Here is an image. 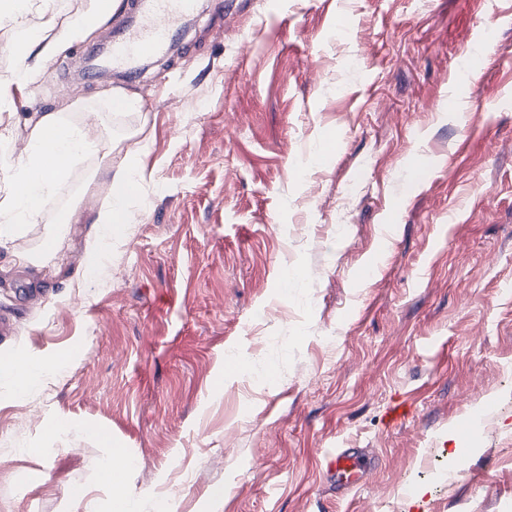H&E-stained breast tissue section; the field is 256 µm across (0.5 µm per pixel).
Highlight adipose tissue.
I'll list each match as a JSON object with an SVG mask.
<instances>
[{
    "mask_svg": "<svg viewBox=\"0 0 512 512\" xmlns=\"http://www.w3.org/2000/svg\"><path fill=\"white\" fill-rule=\"evenodd\" d=\"M112 9V0H85L81 10L54 11L53 17L59 22L58 43L83 36ZM29 10V0H0V25L12 27L21 36L12 48L17 60L15 69L0 77V106L11 102L13 85L31 80L23 65L27 48L37 41L27 23ZM110 141L109 133L92 138L80 126L64 122L57 113H41L31 128L26 153L0 158L11 170L7 185L0 189V247L9 245L23 225L40 221L49 196L68 166L83 156L99 153L101 145ZM142 148V143H135L114 171L108 201L97 218L99 232L89 248L90 255H101L112 241L127 234L131 222L128 205L144 179L136 163Z\"/></svg>",
    "mask_w": 512,
    "mask_h": 512,
    "instance_id": "ef3b65f1",
    "label": "adipose tissue"
}]
</instances>
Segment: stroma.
<instances>
[{
	"mask_svg": "<svg viewBox=\"0 0 512 512\" xmlns=\"http://www.w3.org/2000/svg\"><path fill=\"white\" fill-rule=\"evenodd\" d=\"M81 2L34 0L35 80L0 128L20 153L56 112L116 161L140 134L146 181L96 270L98 155L0 252V363L68 361L0 379V512H107L117 448L141 512H512V0H199L132 83L79 72L128 0L50 47ZM117 87L144 111H110ZM73 201L84 223L57 224ZM488 401L453 467L443 435ZM328 448L379 465L339 494ZM62 361L67 359L58 358L34 363L27 358H20L1 367V375L11 378L20 392H27L36 388L43 376L61 366Z\"/></svg>",
	"mask_w": 512,
	"mask_h": 512,
	"instance_id": "stroma-1",
	"label": "stroma"
}]
</instances>
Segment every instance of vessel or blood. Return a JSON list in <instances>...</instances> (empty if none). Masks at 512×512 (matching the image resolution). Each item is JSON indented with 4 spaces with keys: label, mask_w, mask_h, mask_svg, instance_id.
Returning <instances> with one entry per match:
<instances>
[{
    "label": "vessel or blood",
    "mask_w": 512,
    "mask_h": 512,
    "mask_svg": "<svg viewBox=\"0 0 512 512\" xmlns=\"http://www.w3.org/2000/svg\"><path fill=\"white\" fill-rule=\"evenodd\" d=\"M198 0H136L131 24L114 30L106 52L89 49L84 76L98 79L109 69L136 79L141 62L161 52L180 34L179 22L193 14ZM326 473L337 488L363 483L377 465V459L365 448H339L325 454Z\"/></svg>",
    "instance_id": "vessel-or-blood-1"
}]
</instances>
